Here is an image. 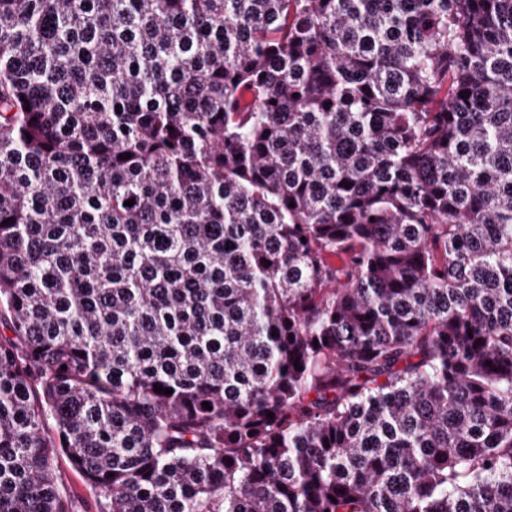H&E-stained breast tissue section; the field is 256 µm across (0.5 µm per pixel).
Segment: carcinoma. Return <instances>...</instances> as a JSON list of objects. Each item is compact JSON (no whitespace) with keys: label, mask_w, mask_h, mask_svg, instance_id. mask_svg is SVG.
<instances>
[{"label":"carcinoma","mask_w":512,"mask_h":512,"mask_svg":"<svg viewBox=\"0 0 512 512\" xmlns=\"http://www.w3.org/2000/svg\"><path fill=\"white\" fill-rule=\"evenodd\" d=\"M2 320L0 512H512V0H0ZM56 482L71 512H100V498L94 488L65 457L55 463Z\"/></svg>","instance_id":"obj_1"}]
</instances>
